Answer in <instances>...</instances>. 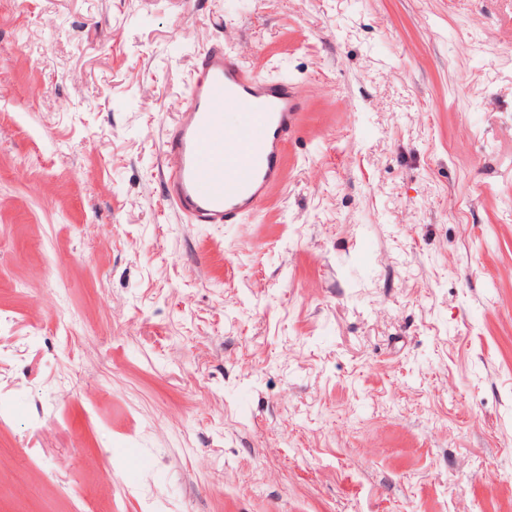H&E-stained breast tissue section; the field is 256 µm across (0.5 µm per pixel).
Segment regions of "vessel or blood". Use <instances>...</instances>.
<instances>
[{"label":"vessel or blood","instance_id":"b4317fda","mask_svg":"<svg viewBox=\"0 0 512 512\" xmlns=\"http://www.w3.org/2000/svg\"><path fill=\"white\" fill-rule=\"evenodd\" d=\"M187 105L168 124L169 201L190 224H238L264 204L283 174L304 104L292 83L255 74L215 42L196 59Z\"/></svg>","mask_w":512,"mask_h":512}]
</instances>
